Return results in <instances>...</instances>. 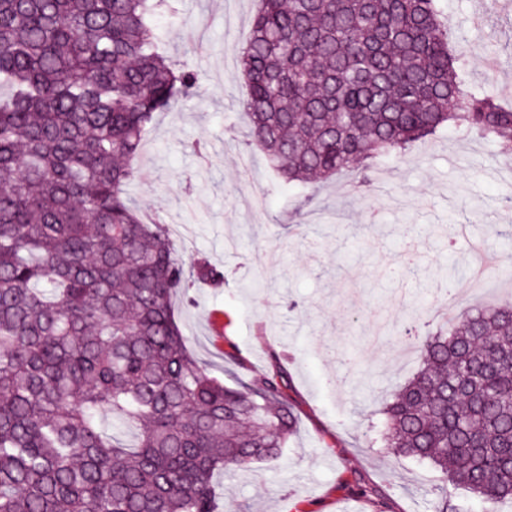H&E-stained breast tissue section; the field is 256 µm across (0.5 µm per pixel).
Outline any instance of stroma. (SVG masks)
<instances>
[{
  "instance_id": "obj_1",
  "label": "stroma",
  "mask_w": 512,
  "mask_h": 512,
  "mask_svg": "<svg viewBox=\"0 0 512 512\" xmlns=\"http://www.w3.org/2000/svg\"><path fill=\"white\" fill-rule=\"evenodd\" d=\"M258 0H181L163 52L191 63L202 95L157 115L144 134L129 196L166 224L185 263L205 258L224 284H198L176 315L189 344L226 385L286 372L298 420L281 461L217 482L234 512H485L447 490L432 465L394 461L375 445L385 394L419 364L407 348L413 319L434 310L442 276L466 260L463 224L501 252L512 228V159L491 142L443 131L368 178L318 184L315 207L277 187L249 146L247 88L234 57ZM448 29L464 35L471 83L512 92V0H443ZM512 301L496 267L483 287L457 291L456 310Z\"/></svg>"
}]
</instances>
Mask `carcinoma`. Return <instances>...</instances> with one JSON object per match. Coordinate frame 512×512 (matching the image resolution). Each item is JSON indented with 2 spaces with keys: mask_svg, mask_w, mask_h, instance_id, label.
Returning <instances> with one entry per match:
<instances>
[{
  "mask_svg": "<svg viewBox=\"0 0 512 512\" xmlns=\"http://www.w3.org/2000/svg\"><path fill=\"white\" fill-rule=\"evenodd\" d=\"M179 0H0V512H217L214 478L296 433L283 374L224 384L174 315L187 266L126 188L160 112L198 92L160 51ZM248 137L279 186L405 160L441 130L512 155V109L466 78L440 0H260L237 50ZM382 447L487 512L512 504V304L417 343Z\"/></svg>",
  "mask_w": 512,
  "mask_h": 512,
  "instance_id": "carcinoma-1",
  "label": "carcinoma"
}]
</instances>
